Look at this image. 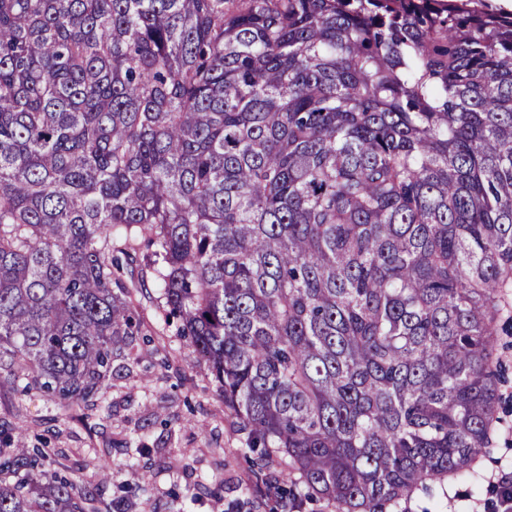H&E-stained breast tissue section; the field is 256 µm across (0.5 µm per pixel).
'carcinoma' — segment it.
Here are the masks:
<instances>
[{
  "label": "carcinoma",
  "instance_id": "obj_1",
  "mask_svg": "<svg viewBox=\"0 0 512 512\" xmlns=\"http://www.w3.org/2000/svg\"><path fill=\"white\" fill-rule=\"evenodd\" d=\"M149 274L292 507L469 473L512 288V15L0 0V398L108 408ZM14 418L0 512H125Z\"/></svg>",
  "mask_w": 512,
  "mask_h": 512
}]
</instances>
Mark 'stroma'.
Here are the masks:
<instances>
[{"label": "stroma", "instance_id": "1", "mask_svg": "<svg viewBox=\"0 0 512 512\" xmlns=\"http://www.w3.org/2000/svg\"><path fill=\"white\" fill-rule=\"evenodd\" d=\"M135 306L149 344L126 351L125 369L113 377L108 410L68 419L55 402L14 396L0 401V416L12 412L19 442L40 433L69 456L83 479L103 489L106 499L119 497L131 468L146 471L151 491L134 496L135 512H182L176 494L190 477L219 478L221 496L202 495L192 512H293L274 504V491L260 478V461L246 460V435L224 406V398L206 366L197 365L191 349L164 324L156 299L160 288L148 280ZM497 351L506 369L499 387L500 424L474 474L434 484L431 493L415 492L395 512H493L497 480L512 471V335L501 333Z\"/></svg>", "mask_w": 512, "mask_h": 512}]
</instances>
